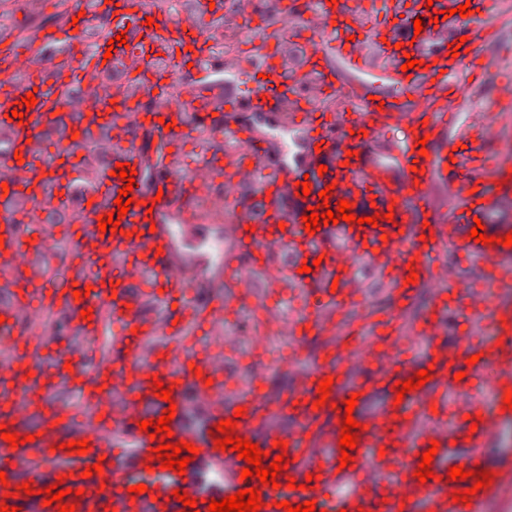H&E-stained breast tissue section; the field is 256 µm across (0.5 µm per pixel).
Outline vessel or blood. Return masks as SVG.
Listing matches in <instances>:
<instances>
[{"label":"vessel or blood","instance_id":"obj_1","mask_svg":"<svg viewBox=\"0 0 512 512\" xmlns=\"http://www.w3.org/2000/svg\"><path fill=\"white\" fill-rule=\"evenodd\" d=\"M484 9L485 0H313L299 72L285 65L280 42L296 38L297 17L284 8L273 17V40L255 39L245 59L259 72L254 88L226 99L217 142L190 172L176 164L198 116L209 111L217 91L210 82L191 89L194 113L181 104H147L164 81L186 68L212 72L220 33L216 21L236 12L238 0H193L184 20L151 0H74L77 25L34 27L23 41L0 39V424L25 437L11 447L0 438V504L20 512H55L40 489L63 482L78 491L75 512H183L174 492L187 493L199 512L210 501L260 489V512H280L279 502H314L317 512H498L512 507V459L487 462V450L512 420L504 407L512 390V246L499 240L512 233V159L502 155L501 123L489 115L512 107V79L497 84L486 109H466L463 72L486 65L485 45L497 42L496 24L459 42L463 2ZM448 11L435 20V12ZM153 26H146V19ZM424 19L415 31V19ZM126 34L125 45L109 47L107 37L86 42L94 28ZM459 52H452V44ZM417 59L402 72L406 58ZM372 73L349 111L328 112L314 100L284 110L300 83L348 87L354 75ZM34 93L36 104L23 98ZM23 119L11 117V110ZM272 116L281 141L240 117L242 110ZM404 132L391 142L387 132ZM115 132L105 166L86 178L80 151L101 129ZM152 147H143L142 134ZM130 163L137 176L134 199L117 232H100V215L114 211L123 186L117 164ZM223 165L224 200L236 205L228 237L248 266L225 261L223 250L209 259L206 274H191L177 256L181 241L199 228L194 189ZM326 173H319V166ZM65 167L63 182H36V170ZM309 191H302L301 181ZM257 185L244 198L243 185ZM85 200L73 225L44 222L65 208L75 187ZM329 190L330 206L351 203L353 221L307 233L302 220ZM392 213V221L358 224V217ZM482 223L490 243L475 242ZM68 237L65 267H82L93 252L109 255L79 280H48L44 267ZM453 247L455 260L445 249ZM289 250L287 280H274L266 298L295 304L291 327L296 346L317 340L315 365L290 368L294 381L278 397L265 390L266 372L256 368L247 389L225 393L224 351L213 337L251 297L249 267H262ZM373 264L389 286L388 306L372 314L355 269ZM476 262L486 283L483 307L491 331L480 342L449 341L446 324L474 292L476 282L458 263ZM314 263L301 273L302 263ZM416 283H408L409 273ZM88 290L75 298L74 290ZM426 294L412 327L404 322ZM160 316L147 314L148 305ZM91 310V319L82 311ZM62 317L71 337L58 344L44 313ZM108 337L106 351L90 355L87 344ZM430 379L398 395L396 386L420 370ZM332 378L329 402L318 405L317 389ZM171 387V401L157 398V383ZM79 393L89 411L76 416L64 392ZM382 396L377 408L372 397ZM356 397L352 416L361 423L352 462L340 467L342 421L347 398ZM172 414L173 442L193 444L184 473L162 468L156 446L141 421ZM235 419L236 436L270 456L286 454L280 488L242 478L246 461L218 449L220 421ZM87 441L86 454L69 449ZM286 442L285 451L276 442ZM436 447L433 479L416 477L424 451ZM102 473L85 476L86 467ZM463 466L466 480H448L449 467ZM492 482L473 492V470ZM295 488H288V480ZM31 483L34 492L22 491ZM353 489L337 494L339 483ZM144 493H134L136 485ZM469 491L467 502L454 501Z\"/></svg>","mask_w":512,"mask_h":512}]
</instances>
